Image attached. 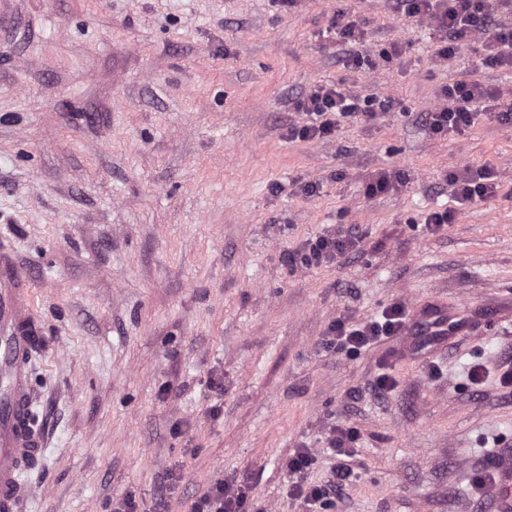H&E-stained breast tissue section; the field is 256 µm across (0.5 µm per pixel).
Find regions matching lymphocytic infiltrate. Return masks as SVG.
Here are the masks:
<instances>
[{"label":"lymphocytic infiltrate","mask_w":512,"mask_h":512,"mask_svg":"<svg viewBox=\"0 0 512 512\" xmlns=\"http://www.w3.org/2000/svg\"><path fill=\"white\" fill-rule=\"evenodd\" d=\"M397 5L411 16L430 24L439 34V58L454 57L464 38L483 36L489 43V52L481 63L487 67L512 64V28L496 23L484 0H396ZM498 94L479 83L457 82L441 90V101L424 114L425 124L434 134L464 132L474 124L480 111L490 110ZM392 102L372 97L361 99L336 85H317L296 103L304 112L306 124L290 125L288 138L292 141L326 139L335 136L342 123L359 119H375L378 112L387 111ZM448 182L458 204L494 196L498 190L495 172L488 167L479 171L463 169L450 173ZM361 237L358 234L336 235L322 233L306 239L296 250L285 254L288 265L319 267L332 263L353 251ZM408 312L396 303L382 312L379 320L366 324H352L343 320L331 325V344L339 351L358 352L381 337L395 336L404 331ZM357 438L354 428L332 425L325 442L336 456L332 477L326 483L309 482L308 474L318 463L317 454L309 448H299L289 454L285 467L288 472L286 494L296 501L302 512H327L336 497L356 482L358 475L347 459L354 453Z\"/></svg>","instance_id":"lymphocytic-infiltrate-1"}]
</instances>
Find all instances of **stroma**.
Here are the masks:
<instances>
[{"label": "stroma", "instance_id": "1", "mask_svg": "<svg viewBox=\"0 0 512 512\" xmlns=\"http://www.w3.org/2000/svg\"><path fill=\"white\" fill-rule=\"evenodd\" d=\"M359 21L360 44L332 34ZM398 42L372 70L349 63ZM394 0H0V252L42 328L32 361L48 444L23 512H190L211 485L249 483V512H298L293 449L356 428L359 477L333 512H496L488 476L512 458V124L433 135L443 86L512 103V69L473 36L439 61ZM392 99L335 138L287 141L314 85ZM494 167L495 197L428 234L446 177ZM404 171L375 197L365 182ZM320 183L306 196L300 184ZM278 182L283 193L271 194ZM359 254L288 266L325 231ZM444 308L471 328L439 350L410 333L358 355L329 325ZM482 366L483 385L468 378ZM388 371L396 389L378 398ZM178 489L160 490L170 470Z\"/></svg>", "mask_w": 512, "mask_h": 512}]
</instances>
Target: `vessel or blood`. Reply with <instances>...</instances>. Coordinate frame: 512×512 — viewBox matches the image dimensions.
<instances>
[{"instance_id":"obj_1","label":"vessel or blood","mask_w":512,"mask_h":512,"mask_svg":"<svg viewBox=\"0 0 512 512\" xmlns=\"http://www.w3.org/2000/svg\"><path fill=\"white\" fill-rule=\"evenodd\" d=\"M0 289V512H21L27 488L24 471L42 456L46 437L33 419L31 361L41 329L28 303L29 290L5 267ZM497 512H512V464L497 461Z\"/></svg>"}]
</instances>
